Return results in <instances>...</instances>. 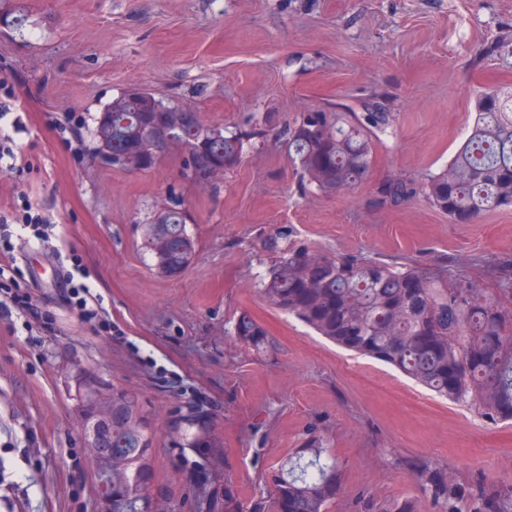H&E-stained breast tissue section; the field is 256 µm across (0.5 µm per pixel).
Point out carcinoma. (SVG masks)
Instances as JSON below:
<instances>
[{
	"label": "carcinoma",
	"mask_w": 512,
	"mask_h": 512,
	"mask_svg": "<svg viewBox=\"0 0 512 512\" xmlns=\"http://www.w3.org/2000/svg\"><path fill=\"white\" fill-rule=\"evenodd\" d=\"M165 102L122 93L112 99L115 122L126 125L112 137V150L143 152L129 171L153 168L172 146L182 150V171L218 166L224 171L243 161L245 145L265 136L271 119L248 130L217 128L220 140L209 155L194 156L186 144L200 120L169 143L135 144L140 128L159 122ZM300 112L283 133L282 148L303 180L326 196L351 190L371 172L378 133L394 123L390 112ZM424 194L453 224H470L490 211L512 210V85L480 91L472 122L448 164L419 182L404 175L377 184L373 209L393 208ZM191 239L175 212L165 232L146 243L147 252L180 276L190 265ZM271 263L263 282L268 301L348 351L390 365L425 388L468 404L490 421L512 420V259L499 265L496 294L478 281L448 276V266L392 264L357 254L315 252L304 245L282 248L264 243ZM235 335L256 348L265 329L241 315ZM112 512H140L150 499L152 433L137 394L112 388ZM175 444L218 460V442L208 426L183 431ZM414 475L434 512H512V484L483 479L462 482L429 464ZM342 487L341 467L328 450L310 443L282 464L273 479L275 512H331ZM359 512H421L418 498L362 500Z\"/></svg>",
	"instance_id": "cac0c4a2"
}]
</instances>
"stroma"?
<instances>
[{"instance_id": "1", "label": "stroma", "mask_w": 512, "mask_h": 512, "mask_svg": "<svg viewBox=\"0 0 512 512\" xmlns=\"http://www.w3.org/2000/svg\"><path fill=\"white\" fill-rule=\"evenodd\" d=\"M28 18L0 34V80L21 105L20 166L0 168V216L37 202L56 237L13 234L0 264L26 273L34 319L0 317V512H96L94 465L75 410V372L137 393L153 429V490L196 512L231 480L239 512L269 498L283 461L320 440L342 464L332 512L361 496L419 497L414 467L512 484V421L493 422L373 359L348 352L260 293L265 239L388 262L447 261L495 287L512 259V211L449 223L424 196L370 208L375 185L447 164L480 89L512 84V0H7ZM501 40V54L472 66ZM207 125L267 135L208 184L182 175L179 149L147 171L102 167L94 119L133 88ZM390 112L370 178L326 196L303 188L279 134L297 113ZM179 191L196 240L180 276L142 245ZM80 265L103 310L86 319L66 273ZM249 313L256 349L232 334ZM204 405L218 462L185 463L172 432Z\"/></svg>"}]
</instances>
